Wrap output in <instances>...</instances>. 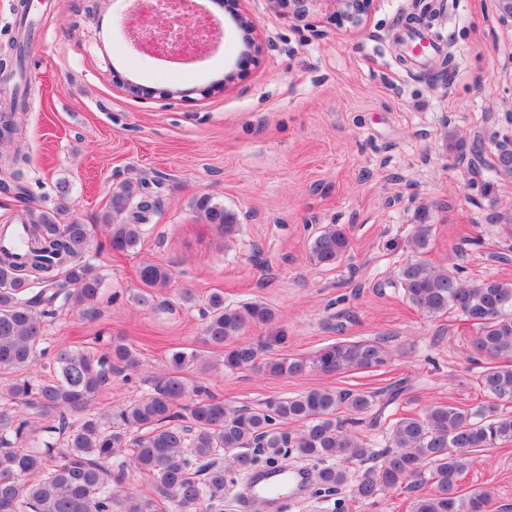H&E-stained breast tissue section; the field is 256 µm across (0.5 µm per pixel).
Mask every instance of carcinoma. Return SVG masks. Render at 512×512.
<instances>
[{"mask_svg":"<svg viewBox=\"0 0 512 512\" xmlns=\"http://www.w3.org/2000/svg\"><path fill=\"white\" fill-rule=\"evenodd\" d=\"M15 113L0 114V142L15 143L13 160L24 158ZM493 175L512 174V155L498 153ZM163 201L144 181H124L112 190L101 217L109 249L134 252L141 245L149 215ZM196 210L207 224L231 237L237 215L202 195ZM60 207L30 219L32 243L22 263L0 255V373L11 374L37 358L44 321L66 308L79 315L93 311L104 279L90 255L91 233L78 221L59 222ZM432 225L426 215L414 225L411 252L398 269L396 284L418 311L430 317L455 312L475 330L469 357L483 363L477 375L485 400L468 406L445 401L423 410L402 409L408 388L363 392L314 388L256 407H236L211 395L206 386L188 388L183 377L162 372L149 378L143 397L105 412L93 407L112 382L139 376L142 364L120 337L98 356L77 347L49 358L50 377L13 381L6 396L44 419L42 434L15 410L0 407V512H159L163 501L176 512H224V492L241 476L282 464L292 457L309 466L316 493L348 491L355 502L401 489L414 492L409 512H491L487 489L465 492L461 477L476 454L512 443V282H471L457 266L422 258ZM350 248L345 228L331 224L313 240L309 261L331 266ZM143 293L168 287L172 271L143 262L138 269ZM274 312L254 301L224 303L213 293L207 302L203 333L208 344L224 348V369H254L272 376L297 377L387 367L395 354L389 338L341 340L309 358H264L260 345L238 338L267 324ZM194 393L184 405L188 393ZM387 430V444L374 453L353 430L360 417ZM297 424L291 434L283 429ZM359 465L356 475L336 465ZM147 479L142 491L123 487L128 469Z\"/></svg>","mask_w":512,"mask_h":512,"instance_id":"carcinoma-1","label":"carcinoma"}]
</instances>
